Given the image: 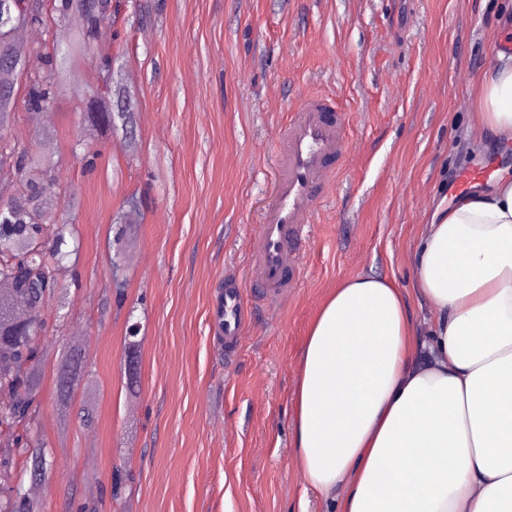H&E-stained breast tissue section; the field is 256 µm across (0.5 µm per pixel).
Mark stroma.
Returning a JSON list of instances; mask_svg holds the SVG:
<instances>
[{
    "label": "stroma",
    "mask_w": 512,
    "mask_h": 512,
    "mask_svg": "<svg viewBox=\"0 0 512 512\" xmlns=\"http://www.w3.org/2000/svg\"><path fill=\"white\" fill-rule=\"evenodd\" d=\"M511 10L512 0H120L98 52L138 108L127 130L88 142L95 168L73 153L81 100H57L44 139L17 106L9 134L57 161L56 218L80 241L77 264L57 272L65 319L47 317L36 397L35 436L52 464L36 494L44 512H330L291 457L302 339L329 291L357 274L404 288L413 331L427 333L412 262L424 224L461 171H512V141L476 117V78ZM312 91L341 103L359 155L310 224L288 302L256 309L228 357L213 309L226 273L253 294L275 145ZM132 197L135 258L119 302L108 256ZM78 328L92 338L81 349L96 389L88 410L79 388L61 404L55 381Z\"/></svg>",
    "instance_id": "stroma-1"
}]
</instances>
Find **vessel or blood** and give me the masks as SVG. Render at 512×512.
<instances>
[{
  "mask_svg": "<svg viewBox=\"0 0 512 512\" xmlns=\"http://www.w3.org/2000/svg\"><path fill=\"white\" fill-rule=\"evenodd\" d=\"M351 157L349 124L332 97L315 93L301 103L279 144L276 198L260 226L251 276L257 297L285 303L299 271L308 237L304 232ZM224 342L237 344L247 325L238 288L224 290Z\"/></svg>",
  "mask_w": 512,
  "mask_h": 512,
  "instance_id": "obj_1",
  "label": "vessel or blood"
}]
</instances>
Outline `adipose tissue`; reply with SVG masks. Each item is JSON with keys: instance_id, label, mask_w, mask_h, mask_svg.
I'll return each mask as SVG.
<instances>
[{"instance_id": "obj_1", "label": "adipose tissue", "mask_w": 512, "mask_h": 512, "mask_svg": "<svg viewBox=\"0 0 512 512\" xmlns=\"http://www.w3.org/2000/svg\"><path fill=\"white\" fill-rule=\"evenodd\" d=\"M485 129L512 138V54L477 78ZM439 206L413 253L434 311L357 275L303 339L294 460L333 512H512V175Z\"/></svg>"}]
</instances>
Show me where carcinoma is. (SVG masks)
<instances>
[{"label": "carcinoma", "mask_w": 512, "mask_h": 512, "mask_svg": "<svg viewBox=\"0 0 512 512\" xmlns=\"http://www.w3.org/2000/svg\"><path fill=\"white\" fill-rule=\"evenodd\" d=\"M42 10L25 15L16 0H0V57L10 67L0 69V124L10 120L16 98V85L24 83V103L38 112L62 94L86 96L85 88L71 80L75 57L96 58L101 39V22L112 14V0H101L94 12L83 10V0H42ZM77 15L82 24L69 36L67 47L55 55L39 56V73L26 70L30 50L19 41V33L59 25L60 18ZM103 96L119 103L111 119H127L134 109L130 92L123 87L106 86ZM14 165L21 192L0 207V281L10 288L0 293V374L10 379L5 420L9 433L29 430L34 394L41 384L42 364L38 356V336L46 330V313L62 308L57 283L48 274L77 254L73 226L58 223L48 211L52 187L43 182V172L54 168L50 158L12 143L0 146V166ZM23 452L30 469L43 475L50 472L44 444L24 442ZM0 512H36L30 499L20 489L0 495Z\"/></svg>", "instance_id": "cac0c4a2"}]
</instances>
